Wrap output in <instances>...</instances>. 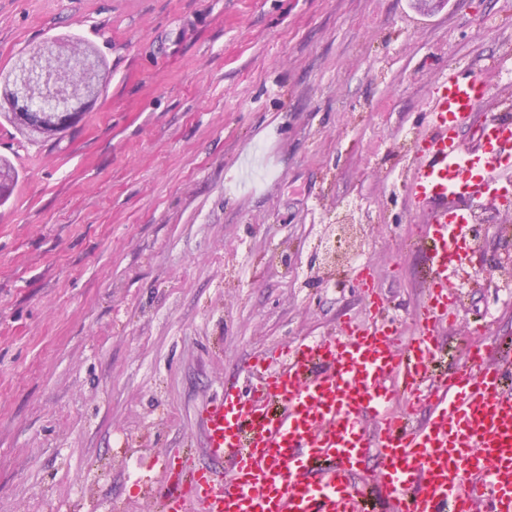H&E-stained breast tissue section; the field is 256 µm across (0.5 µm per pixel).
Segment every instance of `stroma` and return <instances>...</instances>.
I'll use <instances>...</instances> for the list:
<instances>
[{"label":"stroma","mask_w":512,"mask_h":512,"mask_svg":"<svg viewBox=\"0 0 512 512\" xmlns=\"http://www.w3.org/2000/svg\"><path fill=\"white\" fill-rule=\"evenodd\" d=\"M65 36L104 59L99 100L48 139L0 124V512H160L168 461L211 466L201 414L251 358L367 323L349 268L310 261L348 201L396 346L417 330L405 136L451 69L488 86L478 120L501 113L512 0H0V79ZM481 209L446 364L512 342V209Z\"/></svg>","instance_id":"1"}]
</instances>
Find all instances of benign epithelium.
Listing matches in <instances>:
<instances>
[{"instance_id": "benign-epithelium-1", "label": "benign epithelium", "mask_w": 512, "mask_h": 512, "mask_svg": "<svg viewBox=\"0 0 512 512\" xmlns=\"http://www.w3.org/2000/svg\"><path fill=\"white\" fill-rule=\"evenodd\" d=\"M64 48L41 46L38 53L14 67L7 92L0 95V112L16 115L32 129L52 123L61 129L77 122L86 107L98 99L99 77L92 54L74 57L69 65H55Z\"/></svg>"}]
</instances>
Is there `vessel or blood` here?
<instances>
[{"mask_svg": "<svg viewBox=\"0 0 512 512\" xmlns=\"http://www.w3.org/2000/svg\"><path fill=\"white\" fill-rule=\"evenodd\" d=\"M487 94L475 71L445 74L424 111L411 170L410 207L426 209L432 277L421 328L392 340L370 269L353 271L375 317L340 335L274 350L226 383L206 407L207 450L223 474L182 460L158 491L161 512H362L358 481L374 463L390 512H512V347L466 349L465 365L435 371L438 324L457 295L477 206L512 192V117L461 129ZM429 418L413 423L420 404Z\"/></svg>", "mask_w": 512, "mask_h": 512, "instance_id": "vessel-or-blood-1", "label": "vessel or blood"}]
</instances>
